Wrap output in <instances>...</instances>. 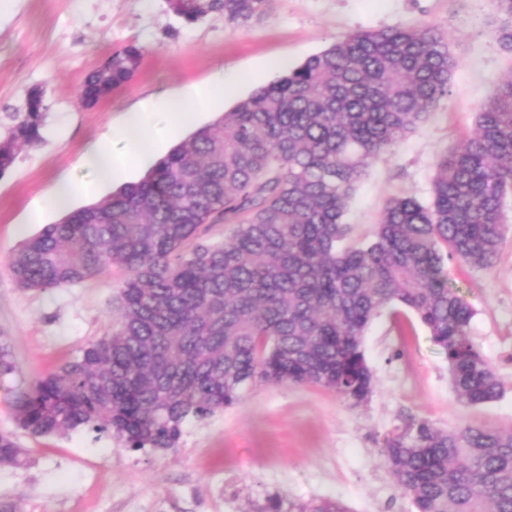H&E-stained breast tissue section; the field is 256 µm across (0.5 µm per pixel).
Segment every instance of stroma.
Returning <instances> with one entry per match:
<instances>
[{
	"instance_id": "35a3bbf8",
	"label": "stroma",
	"mask_w": 512,
	"mask_h": 512,
	"mask_svg": "<svg viewBox=\"0 0 512 512\" xmlns=\"http://www.w3.org/2000/svg\"><path fill=\"white\" fill-rule=\"evenodd\" d=\"M438 25L459 66L443 98L415 132L379 160L358 186L345 220L368 236L385 202L411 194L428 201L434 159L472 133L480 105L512 70L493 34L490 0H270L246 23L216 15L186 24L165 0H13L0 17V112L26 91L45 92L47 136L22 151L0 178V332L10 336L18 375L0 379V431L15 428L16 398L40 376L78 355L110 325L116 278L25 292L9 268L12 252L37 234L29 212L59 176L84 180L86 145L108 134L143 101L217 78L235 84L223 108L192 123L215 122L255 88L277 80L273 60L294 67L356 31ZM143 50L134 77L107 99L79 108L88 73L128 45ZM492 267L448 262L450 284L472 307L470 339L503 383L495 401H456L443 351L411 311L376 318L364 340L375 389L352 407L313 385H261L210 419L188 421L175 452L123 448L87 432L19 434L21 465L0 466V508L9 512H252L275 495L293 504L329 498L349 512H413L380 450L411 424L441 429L486 424L512 429V198Z\"/></svg>"
}]
</instances>
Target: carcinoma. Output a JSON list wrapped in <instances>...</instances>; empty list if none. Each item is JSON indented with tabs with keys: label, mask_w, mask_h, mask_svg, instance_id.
<instances>
[{
	"label": "carcinoma",
	"mask_w": 512,
	"mask_h": 512,
	"mask_svg": "<svg viewBox=\"0 0 512 512\" xmlns=\"http://www.w3.org/2000/svg\"><path fill=\"white\" fill-rule=\"evenodd\" d=\"M269 0H166L187 24L263 15ZM512 52V0H492ZM143 53L115 51L78 104L131 80ZM458 62L435 24L350 33L257 87L160 159L138 183L48 224L11 256L24 290L121 278L109 331L17 398L34 436L85 430L131 451L168 453L182 425L231 407L257 385H317L352 407L375 379L363 342L372 321L405 308L444 352L456 399L480 405L502 382L469 339L473 311L445 265L493 266L512 197V72L484 102L475 133L435 157L431 200H388L370 236L347 242L348 205L372 165L448 95ZM44 92L0 113V178L42 141ZM224 224L219 241L207 238ZM19 372L0 333V378ZM384 463L414 512H512V431L422 421L386 440ZM22 449L0 431V465ZM252 512H349L336 499Z\"/></svg>",
	"instance_id": "cac0c4a2"
}]
</instances>
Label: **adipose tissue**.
Listing matches in <instances>:
<instances>
[{
	"mask_svg": "<svg viewBox=\"0 0 512 512\" xmlns=\"http://www.w3.org/2000/svg\"><path fill=\"white\" fill-rule=\"evenodd\" d=\"M228 91L219 78L176 89L127 110L110 136L89 143L83 152L82 162L91 170L93 181L78 183L60 176L30 212L29 223L41 224L51 214L68 212L77 198L95 195L105 186L125 184L132 171L146 169L157 160L166 142L194 119L197 108L218 106ZM159 115L167 125L157 132L153 123Z\"/></svg>",
	"mask_w": 512,
	"mask_h": 512,
	"instance_id": "1",
	"label": "adipose tissue"
}]
</instances>
